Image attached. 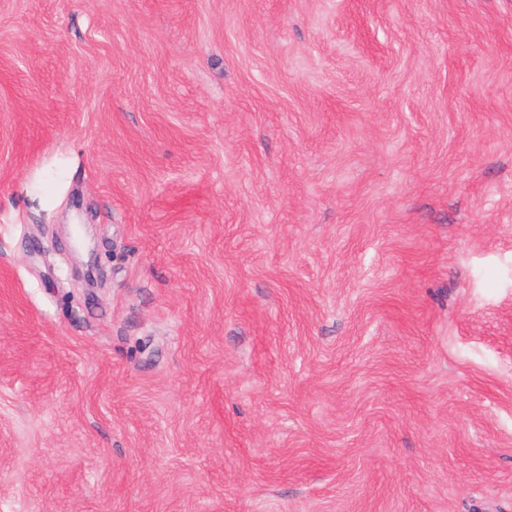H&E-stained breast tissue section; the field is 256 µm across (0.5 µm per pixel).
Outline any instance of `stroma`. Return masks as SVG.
Instances as JSON below:
<instances>
[{
  "instance_id": "stroma-1",
  "label": "stroma",
  "mask_w": 512,
  "mask_h": 512,
  "mask_svg": "<svg viewBox=\"0 0 512 512\" xmlns=\"http://www.w3.org/2000/svg\"><path fill=\"white\" fill-rule=\"evenodd\" d=\"M0 512H512V0H0Z\"/></svg>"
}]
</instances>
